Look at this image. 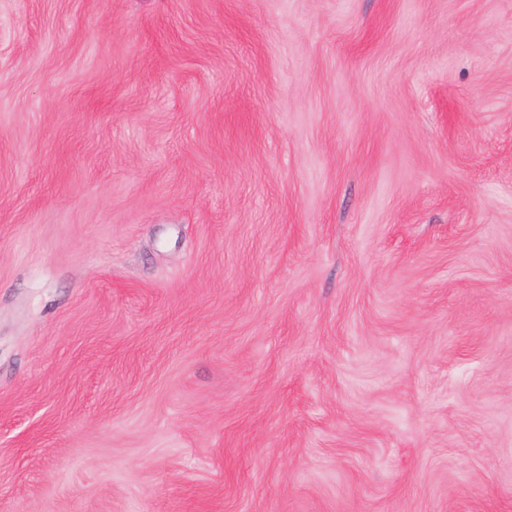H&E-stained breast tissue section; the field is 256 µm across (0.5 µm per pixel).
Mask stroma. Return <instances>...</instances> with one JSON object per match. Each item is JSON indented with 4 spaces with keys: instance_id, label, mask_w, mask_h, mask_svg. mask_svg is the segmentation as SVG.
Returning <instances> with one entry per match:
<instances>
[{
    "instance_id": "1",
    "label": "stroma",
    "mask_w": 512,
    "mask_h": 512,
    "mask_svg": "<svg viewBox=\"0 0 512 512\" xmlns=\"http://www.w3.org/2000/svg\"><path fill=\"white\" fill-rule=\"evenodd\" d=\"M0 512H512V0H0Z\"/></svg>"
}]
</instances>
